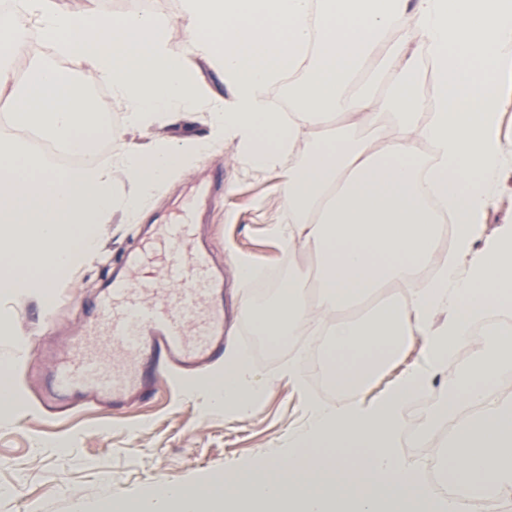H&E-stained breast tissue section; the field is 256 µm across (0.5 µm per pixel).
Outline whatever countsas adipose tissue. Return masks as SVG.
Returning a JSON list of instances; mask_svg holds the SVG:
<instances>
[{
    "label": "adipose tissue",
    "instance_id": "adipose-tissue-1",
    "mask_svg": "<svg viewBox=\"0 0 512 512\" xmlns=\"http://www.w3.org/2000/svg\"><path fill=\"white\" fill-rule=\"evenodd\" d=\"M189 59L217 64L230 106L211 110L217 137L236 141L260 170L280 169L278 189L290 218L274 232L319 259V291L296 279L274 301L241 302L257 335L274 346L292 341L314 315H333L327 361L336 391L353 395L424 337L422 363L404 373L373 404H310L308 429L292 438L285 459L205 486L159 485L144 490L131 512H468L471 498L512 492V403L493 390L512 365V345L497 349L427 425L470 405L448 437V477L466 497L431 504L411 464L395 445L406 399L427 389L451 347L471 323L503 311L500 288L512 289V225L484 233L500 172L512 142L500 131L504 80L512 74V0H181ZM44 38L23 37L26 26ZM397 39L386 40L390 31ZM168 23L147 10L114 16L89 6L82 14L57 0H14L0 11V50L29 61L12 118L36 124L45 139L79 147L100 126L74 90L63 56L87 66L125 106L128 127L146 133L163 116L191 112L203 90L188 61L167 48ZM55 55H48V48ZM428 57L435 77L431 102L413 75ZM303 72L295 110L273 111L266 91ZM339 113L372 124L390 116L397 137L365 142L352 132L312 141L300 166H283L303 131H317ZM431 146L428 161L412 141ZM207 143L152 142L126 154L129 192L112 189V174L44 167L23 138L0 130V293L17 283L52 287L47 271H69L95 250L89 230L112 210L134 218L142 203ZM456 226L448 262L408 304L393 303L368 318L345 313L393 284L412 286L430 265L441 235L440 214ZM214 396L238 410L258 395L248 360L224 357Z\"/></svg>",
    "mask_w": 512,
    "mask_h": 512
}]
</instances>
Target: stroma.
<instances>
[{
  "label": "stroma",
  "mask_w": 512,
  "mask_h": 512,
  "mask_svg": "<svg viewBox=\"0 0 512 512\" xmlns=\"http://www.w3.org/2000/svg\"><path fill=\"white\" fill-rule=\"evenodd\" d=\"M100 6L116 15L143 8L169 21V52L185 57L179 0H100ZM191 68L206 90L205 100L179 122L157 123L156 138H211L209 112L228 93L212 63L197 60ZM278 182V169H256L237 143L224 142L165 184L145 206L140 222H129L116 211L95 227L94 254L54 285L58 304L52 318L44 316V295L38 289L0 296V372L24 397L13 410L0 413V512H74L78 506L99 512L106 504L118 512L151 484H205L285 456L291 438L307 424L309 403L336 405V396L313 384L308 374L288 375L298 355L320 350L335 317L320 319L316 329L296 337L284 351L262 355L246 344L252 322L236 313L240 296L253 291L239 277L238 260L303 281L318 267L313 253L284 244L273 232L288 221ZM187 207L197 209L214 257L224 265L225 342L249 360L260 397L244 412L215 405L211 383L223 370L217 364L194 374L178 395L169 396L161 384L151 399L121 414L96 408L68 419L41 414L37 398L52 360L79 335L113 258L136 243L145 225ZM36 346L41 357L25 363L27 349ZM489 350L486 343L476 349L458 347L425 392L432 407L469 380ZM423 354L420 337H413L403 356L355 395V402H372L420 364Z\"/></svg>",
  "instance_id": "1"
}]
</instances>
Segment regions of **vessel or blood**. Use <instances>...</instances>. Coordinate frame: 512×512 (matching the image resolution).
<instances>
[{
  "mask_svg": "<svg viewBox=\"0 0 512 512\" xmlns=\"http://www.w3.org/2000/svg\"><path fill=\"white\" fill-rule=\"evenodd\" d=\"M194 211L148 225L99 289L84 330L52 365L43 410L120 411L150 398L161 378H184L224 355V270L197 238ZM122 350L126 366L112 365Z\"/></svg>",
  "mask_w": 512,
  "mask_h": 512,
  "instance_id": "b4317fda",
  "label": "vessel or blood"
}]
</instances>
